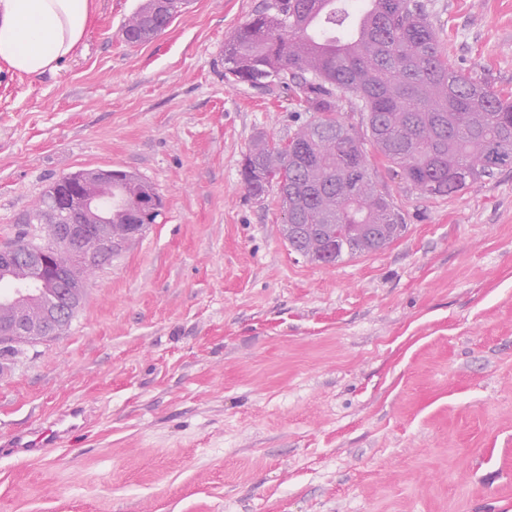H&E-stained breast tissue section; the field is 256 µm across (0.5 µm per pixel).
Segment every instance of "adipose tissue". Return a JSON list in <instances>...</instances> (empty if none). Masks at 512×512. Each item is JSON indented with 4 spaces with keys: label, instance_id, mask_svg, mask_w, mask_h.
<instances>
[{
    "label": "adipose tissue",
    "instance_id": "obj_1",
    "mask_svg": "<svg viewBox=\"0 0 512 512\" xmlns=\"http://www.w3.org/2000/svg\"><path fill=\"white\" fill-rule=\"evenodd\" d=\"M91 0H0V64L20 75L57 68L77 51Z\"/></svg>",
    "mask_w": 512,
    "mask_h": 512
}]
</instances>
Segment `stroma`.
<instances>
[{"label":"stroma","mask_w":512,"mask_h":512,"mask_svg":"<svg viewBox=\"0 0 512 512\" xmlns=\"http://www.w3.org/2000/svg\"><path fill=\"white\" fill-rule=\"evenodd\" d=\"M142 0H93L78 53L0 70V243L54 180L115 168L164 201L90 279L60 337L0 353V441L72 404L86 427L0 454V512H502L512 503V168L452 198L384 166V251L289 250L239 174L308 118L224 78L259 0H188L152 40ZM449 67L512 90V0H424Z\"/></svg>","instance_id":"obj_1"}]
</instances>
